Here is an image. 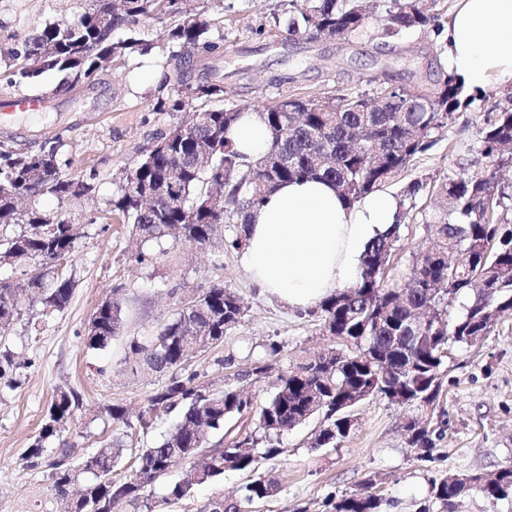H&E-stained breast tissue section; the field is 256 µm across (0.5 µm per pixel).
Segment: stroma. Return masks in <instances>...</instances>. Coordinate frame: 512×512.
Returning a JSON list of instances; mask_svg holds the SVG:
<instances>
[{"instance_id": "stroma-1", "label": "stroma", "mask_w": 512, "mask_h": 512, "mask_svg": "<svg viewBox=\"0 0 512 512\" xmlns=\"http://www.w3.org/2000/svg\"><path fill=\"white\" fill-rule=\"evenodd\" d=\"M302 5V0H224L219 12L210 0H192V9L209 24L210 37L222 40L224 50L223 59L194 63L192 81L204 80L209 67L223 68L225 105L253 107L287 97L317 103L339 90L368 93L371 77L382 74L399 85L428 84L445 71L435 32L411 31L384 46L371 34L379 23L375 16L368 20V31L350 44L288 34L280 19L288 7ZM85 7V0H0V71L34 27L73 22ZM166 26V20L153 15L141 18L138 28L153 44L150 54L112 61L93 86L70 95H53L56 80L45 76L42 90L49 99L37 117L0 124V141L29 150L38 148L45 132L62 133L73 160L67 176L94 185L92 194L80 198L62 201L47 194L36 201L45 212L69 215L80 224L82 237L67 267L75 280L67 308L44 320L35 303L22 300L11 331L0 336V350L9 351L14 362L0 376V512H64L47 468L28 467L22 458L53 394L71 388L83 399L68 433L73 460L81 462L97 441L123 433L99 417L103 404H121L134 416L169 382V374L133 370L126 359L128 341L157 334L187 300L211 287L238 295L245 312L220 346L189 357L185 370L197 372L201 382L234 383L241 372L264 365L266 374L250 378L247 385L253 401L261 403L273 393L278 374L305 357L342 346L325 332L320 317L289 310L263 294L242 267L239 252L167 237L146 245L149 258L139 263L131 255L130 225L107 219L126 171L157 133L187 119L186 113L155 108L157 97L169 92L162 84L169 56ZM285 72L293 82L275 83V76ZM507 92L499 84L486 88L436 132L430 149L386 184V191L397 197L411 181L427 183L426 191L405 203L388 279L405 276L414 254L427 246L423 227L435 210L437 185L474 164L486 120L495 108L506 106ZM110 295L124 303L122 330L106 350L88 349V324ZM220 359L225 367H217ZM352 416L350 435L333 446L314 447L321 426L317 418L285 432L281 454L263 467L278 485L276 494L245 504L244 512H331L332 499L360 492L369 476L383 499L381 512H417L440 475L490 474L512 464V317L501 320L481 344L452 347L441 369L435 409L374 397L356 406ZM413 419L429 431L430 459H419L407 440L405 426ZM184 473V466L174 467L151 486L154 512H202L216 497L242 501L249 481L247 473L228 470L182 500L166 502L169 484Z\"/></svg>"}]
</instances>
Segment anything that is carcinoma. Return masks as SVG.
<instances>
[{"instance_id":"obj_1","label":"carcinoma","mask_w":512,"mask_h":512,"mask_svg":"<svg viewBox=\"0 0 512 512\" xmlns=\"http://www.w3.org/2000/svg\"><path fill=\"white\" fill-rule=\"evenodd\" d=\"M382 13L385 23L374 38L386 45L409 30L436 26L420 0H307L306 7L291 12L287 31L309 40L338 38L349 42L364 32L365 19ZM149 14L171 20L165 31L172 71L165 82L173 90L157 99V108L182 112L193 102H206L225 93L223 76L210 69L193 95L182 62L190 56L213 58L221 45L212 41L208 26L194 20L184 0H89V7L73 23H48L33 31L11 52L4 74L11 84H41L45 74L60 76L57 87L72 91L88 83L116 58L149 54L151 42L139 37L136 26ZM125 29L129 36L115 40ZM376 84L373 96L338 93L317 104L285 98L260 110L271 137L270 149L256 157L241 154L227 137L243 109L236 106L198 109L207 114L203 124L187 122L190 130L171 141L166 151L153 148L129 169L112 196L109 213L132 226L131 252L144 260L147 242L163 237L204 246L224 240V250L244 246L243 235L224 237L231 214L246 218L251 209L280 185L298 179L331 182L339 196L354 204L380 190L403 171L412 159L434 144V134L451 122L456 112L470 105L462 79L444 74L430 86L401 87L380 100L385 82ZM60 135L46 138L38 150L21 151L0 144V184H17L29 197L46 194L69 197L72 178L64 170L72 160L64 157ZM478 151L485 166L454 174L438 188L445 205L425 223L429 246L414 256L402 280L387 282L385 270L399 237L405 212L399 202L397 222L388 238L369 246L359 278L321 300L316 312L324 328L341 336L350 349L330 357L317 355L277 377L269 400L253 406L243 385L196 384L195 376L171 377L147 399L132 421L126 407L106 405L101 414L128 430L144 435L156 428L162 416L175 412V426L135 449L136 478L113 476L125 448L117 439L97 442L86 459L70 461L67 425L81 405L73 389H60L51 400L34 443L23 459L28 466L44 465L50 471L56 495L66 512H123L127 506L152 512L145 489L164 478L180 463H190L183 480L168 488V500L186 497L192 487L212 483L227 469L251 473L244 502L273 496L274 481L261 472L265 462L281 454L279 436L314 417L322 419L323 441L336 444L340 434L336 399L352 388L361 399L389 397L393 387L403 402L417 408L435 404L443 357L435 350H416L405 340L393 347L396 336L437 337V344L476 346L491 333L492 314L512 316V185L498 178L512 168V108L503 107L486 121ZM0 224H25L22 233L5 240L0 262L31 269L26 294L40 306L39 316L66 309L74 281L58 270L81 238L80 225L65 214H49L31 205L19 210L0 194ZM466 298L461 312L447 317L455 303ZM20 295L0 281V334L19 315ZM124 304L112 296L101 301L86 334L90 350H103L118 336ZM240 298L221 286L189 301L155 338L129 343L133 362L149 370L177 371L192 350L218 346L224 333L242 319ZM53 441L52 459L43 461L45 443ZM489 482L478 473H459L433 482L430 498L419 512H448V500L464 490L487 498H512V465L497 470ZM85 476L80 494L69 488ZM242 502V503H244ZM242 503L218 497L203 512H242ZM382 499L370 491L342 496L333 512H380Z\"/></svg>"}]
</instances>
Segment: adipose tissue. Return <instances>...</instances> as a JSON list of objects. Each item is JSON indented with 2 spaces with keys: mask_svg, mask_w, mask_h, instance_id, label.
Here are the masks:
<instances>
[{
  "mask_svg": "<svg viewBox=\"0 0 512 512\" xmlns=\"http://www.w3.org/2000/svg\"><path fill=\"white\" fill-rule=\"evenodd\" d=\"M442 34L446 70L470 90L512 83V0H456ZM227 136L249 157L270 145L252 110ZM397 214L383 191L350 205L328 182H289L249 212L241 263L262 292L303 311L358 278L368 246L392 232Z\"/></svg>",
  "mask_w": 512,
  "mask_h": 512,
  "instance_id": "obj_1",
  "label": "adipose tissue"
}]
</instances>
